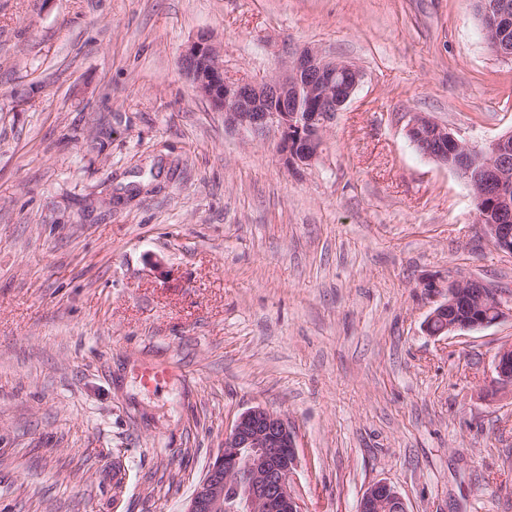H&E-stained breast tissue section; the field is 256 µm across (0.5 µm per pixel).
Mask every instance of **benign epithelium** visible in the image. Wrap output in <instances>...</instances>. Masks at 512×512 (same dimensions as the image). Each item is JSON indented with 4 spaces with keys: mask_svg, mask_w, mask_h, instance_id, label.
<instances>
[{
    "mask_svg": "<svg viewBox=\"0 0 512 512\" xmlns=\"http://www.w3.org/2000/svg\"><path fill=\"white\" fill-rule=\"evenodd\" d=\"M483 35L499 56L512 59V4L509 0H477ZM181 74L224 124L245 130L259 140L273 139L286 166L309 169L322 158L325 135L352 98L363 73L345 61L303 50L282 70L260 82L233 78L224 70L220 47L202 32L183 49ZM407 130L428 158L445 164L465 178L478 198L498 202L497 219L485 229L496 248L512 255V132L481 149L452 133L434 119L415 113ZM446 301L429 315L431 336H447L497 323L512 315V295L479 280L448 284ZM496 383L512 390V347L495 356ZM300 467L297 444L288 421L265 407L242 412L224 444L196 485L184 512H303L294 477ZM358 512H407L406 503L387 481L372 483L362 494Z\"/></svg>",
    "mask_w": 512,
    "mask_h": 512,
    "instance_id": "obj_1",
    "label": "benign epithelium"
}]
</instances>
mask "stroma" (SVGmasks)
<instances>
[{
	"label": "stroma",
	"instance_id": "1",
	"mask_svg": "<svg viewBox=\"0 0 512 512\" xmlns=\"http://www.w3.org/2000/svg\"><path fill=\"white\" fill-rule=\"evenodd\" d=\"M202 32L237 78L306 48L362 71L316 166L192 91ZM415 113L512 131L473 0H0V512H183L255 406L295 432L304 512L378 480L512 512V317L425 330L448 281L512 294V256ZM496 383L512 391V347L504 346L495 356Z\"/></svg>",
	"mask_w": 512,
	"mask_h": 512
}]
</instances>
